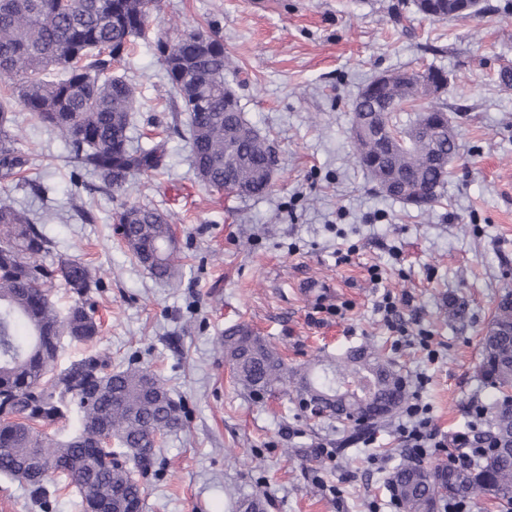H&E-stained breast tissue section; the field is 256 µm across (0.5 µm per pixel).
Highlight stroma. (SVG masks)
I'll return each instance as SVG.
<instances>
[{"label": "stroma", "instance_id": "1", "mask_svg": "<svg viewBox=\"0 0 512 512\" xmlns=\"http://www.w3.org/2000/svg\"><path fill=\"white\" fill-rule=\"evenodd\" d=\"M481 4L479 16L433 22L414 0H164L169 24L219 30L236 65L225 77L277 154L268 194L214 195L173 133L167 170L126 184V200L171 215L178 262L168 283L114 234L111 196L84 192L95 221L74 216L63 141L20 114L31 175L50 192L42 201L14 183L0 201L50 213L55 256L79 254L97 269V350L116 365L139 358L183 404V427L164 439L143 512H235L251 494L267 495L266 512H397L386 484L407 448L397 423L345 451L336 421L310 420L285 392L251 399L219 345L236 323L292 366L374 342L403 374L428 375L423 401L440 437L480 426L473 409L488 398L480 341L499 295L512 288V88L498 81L501 66L512 65V0ZM429 65L449 76L444 99L459 152L441 203L424 210L376 191L353 160L349 128L350 104L370 80ZM120 71L141 94L134 140L171 124L150 44L138 41ZM323 281L334 286L324 300L300 295ZM385 293L412 330L404 340L374 309ZM451 296L469 305L464 323L446 312ZM331 305L339 314H328ZM421 328L433 335L430 350L418 345Z\"/></svg>", "mask_w": 512, "mask_h": 512}]
</instances>
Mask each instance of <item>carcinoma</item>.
I'll return each mask as SVG.
<instances>
[{
  "mask_svg": "<svg viewBox=\"0 0 512 512\" xmlns=\"http://www.w3.org/2000/svg\"><path fill=\"white\" fill-rule=\"evenodd\" d=\"M433 21L475 15L453 11L448 0H416ZM163 0H0V80L22 110L61 137L72 167L71 208L94 220L81 199L84 175L97 176L114 195L135 176L166 169L168 137L153 133L146 145L130 136L137 107L135 85L116 68L136 40L151 41L166 73L165 95L186 113L188 162L209 191L261 197L269 192L270 139L246 117L224 79L230 59L216 31L149 35ZM417 107L414 119L391 135L395 113ZM352 119L365 132L351 137L353 158L384 196L421 209L440 203L448 182L441 159L456 155L457 133L442 95L428 93L408 72L387 74L360 93ZM11 98L0 101V182L41 183L24 173L32 155L17 146ZM114 232L133 260L152 277L175 273V235L159 209L121 202L111 215ZM54 241L44 222L10 202L0 204V474L24 483L32 501L49 506L53 477L68 479L88 509L92 501L112 512H142V481L157 473L161 447L155 435L183 427L181 403L164 380L145 366L114 367L92 352L56 370L63 341L93 345L100 335L89 303L98 286L95 268L79 257L47 261ZM77 296L62 310L56 289ZM479 374L491 389L483 427L456 432L448 456L466 457L435 467L409 455L387 483L401 512H439L478 493L493 496L499 512H512V291L503 292L482 336ZM220 346L240 389L252 395L292 390L315 397L328 418L357 424L344 429V445L362 442L397 416L407 401V381L395 361L373 343L290 367L264 337L245 323L224 329ZM74 421L60 438L39 430ZM266 497L244 496L235 512H265Z\"/></svg>",
  "mask_w": 512,
  "mask_h": 512,
  "instance_id": "cac0c4a2",
  "label": "carcinoma"
}]
</instances>
